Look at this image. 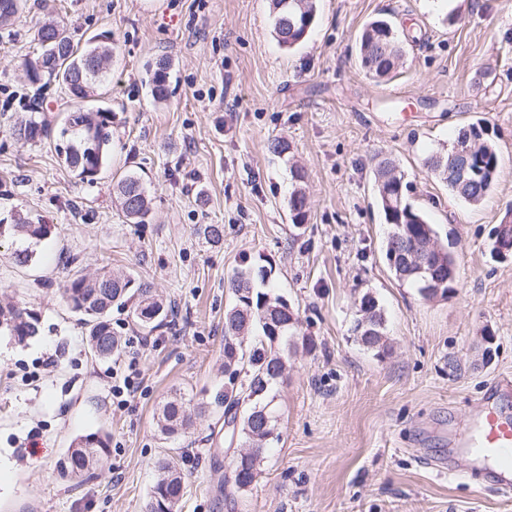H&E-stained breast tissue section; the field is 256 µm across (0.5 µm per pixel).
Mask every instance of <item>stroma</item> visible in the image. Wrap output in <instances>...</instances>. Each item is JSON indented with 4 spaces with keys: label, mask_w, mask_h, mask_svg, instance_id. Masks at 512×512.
Instances as JSON below:
<instances>
[{
    "label": "stroma",
    "mask_w": 512,
    "mask_h": 512,
    "mask_svg": "<svg viewBox=\"0 0 512 512\" xmlns=\"http://www.w3.org/2000/svg\"><path fill=\"white\" fill-rule=\"evenodd\" d=\"M306 40L282 47L271 0H29L0 25V218L51 224L32 263L0 242V298L37 313L38 336L0 335V512H147L157 467L175 458L184 493L176 512H512V490L467 471L448 430L467 427L493 378L512 376V252L493 251L512 213V0H315ZM68 23L75 42L112 39L110 79L84 109L112 112L114 144L94 183L62 163L52 139H18L28 116L56 126L75 102L56 81L29 84L36 22ZM399 29L403 56L376 80L358 61L367 23ZM167 59L165 98L150 80ZM38 102L31 112L30 102ZM484 120L501 165L477 206L425 164L461 127ZM286 153L270 150L274 141ZM392 159L406 196L457 263L448 297L425 299L390 271V230L374 171ZM141 176L151 212L130 223L115 185ZM307 218L290 220L295 188ZM218 224L213 243L195 233ZM272 267L271 290L300 319L288 369L274 388L280 441L256 482L224 498L232 452L224 409V314L238 269ZM151 282L169 311L149 331L129 308L110 312L121 339L93 356L86 326L61 295L69 271ZM385 317L390 352L352 333L364 294ZM136 357L132 392L112 386ZM205 413L188 433L157 426L173 396ZM107 434L91 476H63L72 440Z\"/></svg>",
    "instance_id": "1"
}]
</instances>
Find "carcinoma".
Masks as SVG:
<instances>
[{
	"instance_id": "1",
	"label": "carcinoma",
	"mask_w": 512,
	"mask_h": 512,
	"mask_svg": "<svg viewBox=\"0 0 512 512\" xmlns=\"http://www.w3.org/2000/svg\"><path fill=\"white\" fill-rule=\"evenodd\" d=\"M314 0H272V24L279 44L288 49L300 45L315 21ZM34 40L40 55L27 60L23 68L29 81L40 83L54 79L69 95L84 99L93 93L108 73L112 61V41L94 40L81 48L63 20H48L34 30ZM361 66L377 78L389 76L402 58L397 35L385 20L369 23L360 39ZM167 65L158 64L152 77L151 93L166 96ZM21 140L36 141L48 134L46 123L29 120L14 129ZM487 126L482 120L459 129L457 139L472 138L480 145L476 157L480 175L463 190L448 180V154L436 153L425 160L427 168L448 186L458 199L470 204L481 203L492 190L500 168V155L487 138ZM62 145L58 154L78 179L92 182L110 158L112 146V112L98 110L81 113V123L65 121L59 130ZM377 202L386 223L401 224L408 229L404 237L386 238L385 252L407 251L436 236L425 216L406 202L403 175L390 159L377 163L375 169ZM117 201L125 217L142 224L149 216L146 188L141 178L128 174L117 183ZM305 194L294 193L289 201L292 224L300 225L307 215ZM4 234L14 238L42 241L52 234L48 224L34 223L28 217L15 216L5 226ZM272 275V268L247 266L237 270L231 279L233 304L224 315V394L217 402L224 405L225 435L229 444H238L245 451L231 462L224 473L220 490L232 487L237 491L252 486L258 476L262 454L278 439L275 434L277 416L273 408L272 385L286 368L285 353L294 342L299 328V316L288 310V301L279 295L261 291ZM457 277L455 260L439 268L442 292L454 288ZM62 295L72 309L84 316L89 326V343L94 357L103 360L112 356L117 339L112 335L109 313L114 305L131 304V316L140 327L151 331L166 325L168 311L153 293L149 284L132 277H116L107 273L87 278L74 275L63 286ZM385 318L378 301L369 293L360 299L359 314L353 332L362 345L376 355L389 352L384 334ZM24 342L37 335L38 318L33 310L12 302H0V333ZM192 425L188 403L181 397L168 400L158 418L160 431L173 436ZM106 438L99 432L75 438L59 460L60 470L70 477L90 473L92 466L106 452ZM159 476L152 494L161 495L160 512H175L184 485L178 464L167 460L158 465Z\"/></svg>"
}]
</instances>
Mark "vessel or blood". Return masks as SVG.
<instances>
[{"label": "vessel or blood", "instance_id": "1", "mask_svg": "<svg viewBox=\"0 0 512 512\" xmlns=\"http://www.w3.org/2000/svg\"><path fill=\"white\" fill-rule=\"evenodd\" d=\"M510 392L512 379L496 378L471 425L451 435L453 444L470 456L473 465H490L495 484L504 490L512 489V414L502 410L497 400Z\"/></svg>", "mask_w": 512, "mask_h": 512}]
</instances>
